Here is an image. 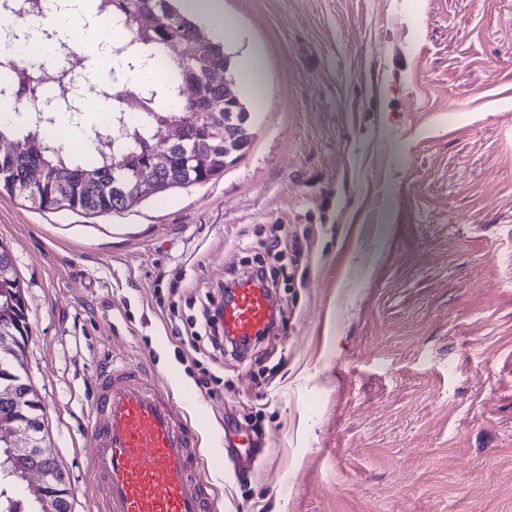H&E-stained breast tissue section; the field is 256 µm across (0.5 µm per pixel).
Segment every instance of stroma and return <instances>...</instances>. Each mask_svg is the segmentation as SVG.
Segmentation results:
<instances>
[{
    "mask_svg": "<svg viewBox=\"0 0 512 512\" xmlns=\"http://www.w3.org/2000/svg\"><path fill=\"white\" fill-rule=\"evenodd\" d=\"M263 92L245 156L90 215L0 195L25 367L94 512L85 437L112 355L165 382L216 512H512V0H224ZM298 236L274 330L209 388L170 316ZM256 436L224 457L226 427Z\"/></svg>",
    "mask_w": 512,
    "mask_h": 512,
    "instance_id": "stroma-1",
    "label": "stroma"
}]
</instances>
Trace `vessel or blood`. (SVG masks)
I'll return each mask as SVG.
<instances>
[{"instance_id":"b4317fda","label":"vessel or blood","mask_w":512,"mask_h":512,"mask_svg":"<svg viewBox=\"0 0 512 512\" xmlns=\"http://www.w3.org/2000/svg\"><path fill=\"white\" fill-rule=\"evenodd\" d=\"M272 320L267 288L243 278L220 323L225 336L243 340L265 334ZM89 411L88 466L100 491L95 512H214L199 440L168 386L141 363L107 361Z\"/></svg>"}]
</instances>
